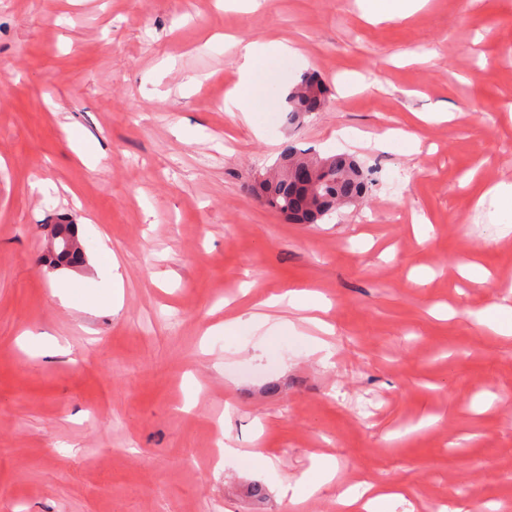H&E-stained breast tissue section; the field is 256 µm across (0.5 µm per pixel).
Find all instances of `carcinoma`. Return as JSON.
Here are the masks:
<instances>
[{
  "label": "carcinoma",
  "mask_w": 512,
  "mask_h": 512,
  "mask_svg": "<svg viewBox=\"0 0 512 512\" xmlns=\"http://www.w3.org/2000/svg\"><path fill=\"white\" fill-rule=\"evenodd\" d=\"M326 100V88L317 76L303 78L286 98L289 119L324 111ZM330 161L331 167L320 172L315 186L304 185L284 171L264 179L259 191L265 204L296 224H315L337 206L364 199L369 178L359 163L336 155Z\"/></svg>",
  "instance_id": "cac0c4a2"
}]
</instances>
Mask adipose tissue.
Here are the masks:
<instances>
[{
    "label": "adipose tissue",
    "mask_w": 512,
    "mask_h": 512,
    "mask_svg": "<svg viewBox=\"0 0 512 512\" xmlns=\"http://www.w3.org/2000/svg\"><path fill=\"white\" fill-rule=\"evenodd\" d=\"M243 63L240 80L229 92L225 109L229 112L242 113L244 118H251L253 113L264 111L269 101L264 93L279 65L284 60H296L299 53L288 45L273 41L270 43L249 42L242 46ZM337 504L344 512H397L404 506L403 494L392 487L377 489L362 482L343 490L336 498Z\"/></svg>",
    "instance_id": "ef3b65f1"
}]
</instances>
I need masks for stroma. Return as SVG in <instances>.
Masks as SVG:
<instances>
[{"mask_svg": "<svg viewBox=\"0 0 512 512\" xmlns=\"http://www.w3.org/2000/svg\"><path fill=\"white\" fill-rule=\"evenodd\" d=\"M275 40L303 64L252 121L225 111L240 42ZM308 72L329 106L287 123ZM0 76V512H337L362 480L403 485L415 512L465 488L512 512V338L475 319L512 283L495 235L512 211L474 201L512 182V0L375 23L357 0H0ZM439 108L454 119L416 118ZM389 129L417 151L377 149ZM289 143L353 155L366 197L317 224L267 208L258 179ZM56 222L77 225L82 267L43 265ZM474 258L481 286L457 274ZM290 289L330 300V357L285 308L293 333L220 331ZM225 432L271 470L210 458ZM320 453L335 483L291 503L271 472L296 481ZM396 140L401 141L408 149V152H414L419 143L416 134L405 130L392 129L378 134L375 138V146L377 148L384 149L387 148L390 143Z\"/></svg>", "mask_w": 512, "mask_h": 512, "instance_id": "35a3bbf8", "label": "stroma"}]
</instances>
